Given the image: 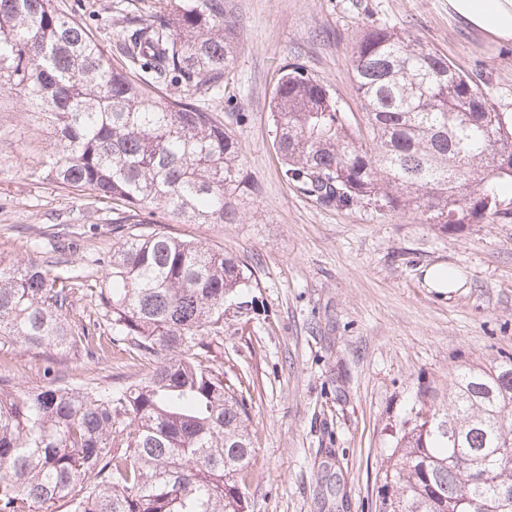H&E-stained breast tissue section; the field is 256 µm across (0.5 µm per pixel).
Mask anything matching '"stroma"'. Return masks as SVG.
<instances>
[{
  "mask_svg": "<svg viewBox=\"0 0 512 512\" xmlns=\"http://www.w3.org/2000/svg\"><path fill=\"white\" fill-rule=\"evenodd\" d=\"M114 54L127 20L158 0H57ZM240 31L220 114L248 119L236 133L250 187L236 224H173L172 235L243 258L256 308L224 318V376L252 396L254 458L248 512H377L384 461L418 390L440 387L465 363L512 355V224H468L442 233L412 215L364 202L319 204L283 180L272 147L271 99L286 63L324 80L350 122L370 128L356 95L352 47L387 25L446 55L512 113V46L462 27L448 0H224ZM55 149L48 130L0 93V255L23 257L56 224H94L84 253L110 255L112 213L75 191L31 176ZM454 267L463 285L441 293L422 270ZM45 357L0 351V376L34 387ZM67 384L119 390L144 378L146 361L118 347L59 364Z\"/></svg>",
  "mask_w": 512,
  "mask_h": 512,
  "instance_id": "obj_1",
  "label": "stroma"
}]
</instances>
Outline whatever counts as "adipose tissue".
<instances>
[{"mask_svg": "<svg viewBox=\"0 0 512 512\" xmlns=\"http://www.w3.org/2000/svg\"><path fill=\"white\" fill-rule=\"evenodd\" d=\"M448 12L460 24L512 44V0H448Z\"/></svg>", "mask_w": 512, "mask_h": 512, "instance_id": "ef3b65f1", "label": "adipose tissue"}]
</instances>
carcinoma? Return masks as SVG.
<instances>
[{"instance_id": "1", "label": "carcinoma", "mask_w": 512, "mask_h": 512, "mask_svg": "<svg viewBox=\"0 0 512 512\" xmlns=\"http://www.w3.org/2000/svg\"><path fill=\"white\" fill-rule=\"evenodd\" d=\"M237 20L184 0L134 21L114 60L55 0H0V90L57 138L37 174L112 210V255L76 273L44 237L0 257V350L50 353L44 382L0 377V512H247L254 454L243 384L224 379V307L244 261L158 225L238 218L242 143L206 98L224 87ZM366 144L329 86L299 63L272 97L282 176L322 205L363 200L442 232L512 223V113L448 58L388 26L352 56ZM91 313L76 317V291ZM154 370L119 392L64 384L58 359L107 358L96 330ZM440 416L428 424L423 410ZM380 512H512V356L421 390L395 431Z\"/></svg>"}]
</instances>
